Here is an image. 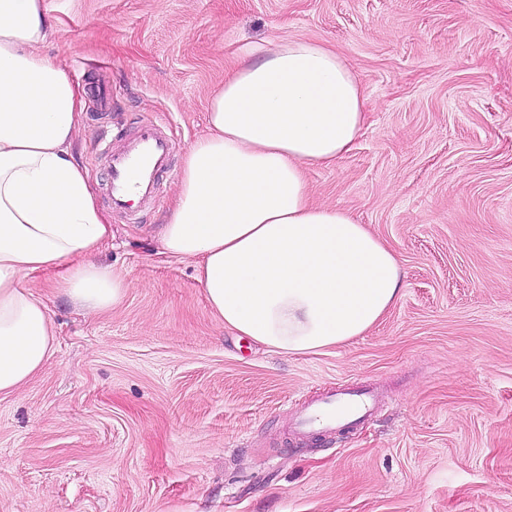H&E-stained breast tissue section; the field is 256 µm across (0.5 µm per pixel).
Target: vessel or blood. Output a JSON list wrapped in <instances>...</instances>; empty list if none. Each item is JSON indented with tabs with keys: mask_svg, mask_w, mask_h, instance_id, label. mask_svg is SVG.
<instances>
[{
	"mask_svg": "<svg viewBox=\"0 0 512 512\" xmlns=\"http://www.w3.org/2000/svg\"><path fill=\"white\" fill-rule=\"evenodd\" d=\"M102 153L108 166L105 195L112 210L133 208L135 200L156 201L163 193L162 175L169 169L173 143L164 128L145 120L129 137L113 141L111 132L102 134ZM372 409L365 399L325 402L315 413L304 416L302 428L320 425L328 428L336 421L352 415L364 416Z\"/></svg>",
	"mask_w": 512,
	"mask_h": 512,
	"instance_id": "vessel-or-blood-1",
	"label": "vessel or blood"
}]
</instances>
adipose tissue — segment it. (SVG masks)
Returning <instances> with one entry per match:
<instances>
[{
    "instance_id": "ef3b65f1",
    "label": "adipose tissue",
    "mask_w": 512,
    "mask_h": 512,
    "mask_svg": "<svg viewBox=\"0 0 512 512\" xmlns=\"http://www.w3.org/2000/svg\"><path fill=\"white\" fill-rule=\"evenodd\" d=\"M49 36L44 0H0V395L56 353L32 274L54 272L56 292L94 313L128 286L91 260L112 226L71 153L84 102L44 53ZM366 106L346 59L306 39L251 48L212 95L156 239L160 254L194 260L225 328L315 353L363 335L400 299L395 253L349 211L313 204L303 175L351 151Z\"/></svg>"
}]
</instances>
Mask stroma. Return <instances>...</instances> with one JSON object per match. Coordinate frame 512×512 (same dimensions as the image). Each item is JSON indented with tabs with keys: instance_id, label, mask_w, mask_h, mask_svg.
<instances>
[{
	"instance_id": "35a3bbf8",
	"label": "stroma",
	"mask_w": 512,
	"mask_h": 512,
	"mask_svg": "<svg viewBox=\"0 0 512 512\" xmlns=\"http://www.w3.org/2000/svg\"><path fill=\"white\" fill-rule=\"evenodd\" d=\"M46 52L82 91L73 154L96 188L102 127L151 119L175 148L160 201L108 212L94 262L111 311L52 289L58 349L0 395V512H512V0H45ZM322 42L368 112L352 151L307 170L399 258L402 297L364 335L280 355L220 324L194 263L147 249L213 90L250 46ZM111 95V111L99 100ZM355 389L371 415L294 431Z\"/></svg>"
}]
</instances>
